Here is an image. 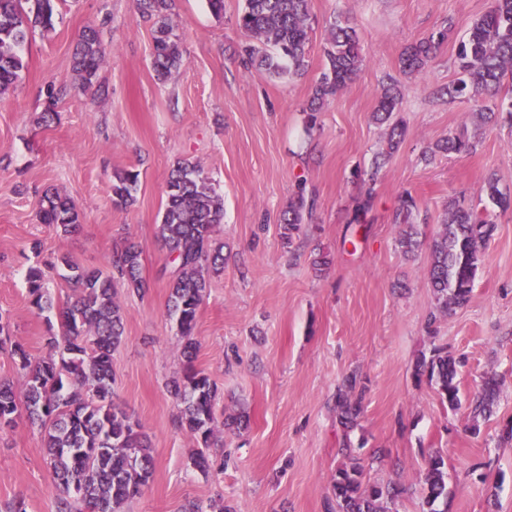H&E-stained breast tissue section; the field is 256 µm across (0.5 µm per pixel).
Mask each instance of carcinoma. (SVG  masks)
<instances>
[{
    "label": "carcinoma",
    "instance_id": "cac0c4a2",
    "mask_svg": "<svg viewBox=\"0 0 512 512\" xmlns=\"http://www.w3.org/2000/svg\"><path fill=\"white\" fill-rule=\"evenodd\" d=\"M56 0H0V98L17 83L24 69L23 48L30 30L54 28ZM309 0H245L237 25L247 37L243 52L252 65L281 78L305 67L308 57ZM139 15L154 21L152 67L161 81L170 79L182 66L174 0H136ZM447 38L442 30L406 48L401 64L408 72L421 71ZM105 49L98 33L84 29L73 53V69L80 85L93 84ZM326 64L308 104L307 123L314 126L321 106L352 81L362 66L359 38L349 25L331 30L325 50ZM459 77L448 86L452 97L475 96L497 87L512 74V0H491L488 10L470 27L458 50ZM401 92L383 90L374 118L389 124L388 150L399 147L404 130L393 121ZM473 145L461 136L440 140L430 155L469 153ZM139 173L122 170L112 180V204L125 209L136 199ZM486 194L497 206H512V196L502 192L494 178L486 181ZM313 207L300 192L293 197L279 225L287 246L293 243ZM39 221L64 233L76 231L81 214L76 201L58 191L45 194ZM224 202L198 166L179 163L166 184V202L158 235L170 254L168 314L182 339L186 367L169 383L179 404V423L200 439L202 448L192 456L195 467H210L207 450L215 437L217 390L209 377L194 366L198 343L193 333L209 278L224 269V245L215 238L223 223ZM495 224L460 205L448 207L446 218L430 247L429 280L437 310L469 300L478 270L479 247L489 241ZM404 254L416 255L420 246L417 225L409 224L399 238ZM142 253L139 243L128 241L112 253L116 275L105 276L61 258L67 269L63 278L73 296L57 310L61 335L51 336L49 353L35 359L19 341L1 337L0 355L7 356L24 372L27 390L19 404L12 384L0 379V425L11 426L21 415L46 427L43 446L57 492V512H124L125 505L148 488L155 464L147 436L139 421L112 405V353L123 335L124 312L117 288L143 289ZM57 266L50 263L28 269L26 281L31 304L42 313L53 308L46 284ZM435 384L442 400L455 409L461 402L456 362L442 349L417 367ZM359 380L347 379L346 393H338L340 424L353 427L362 413V396H353ZM496 383L484 381L472 407L473 434L480 433L478 417L491 412ZM362 466L354 461L336 470L332 480L336 512H385L383 503L393 500L398 489L363 483ZM447 464L440 454L430 457L424 477L425 512H444L438 503L448 499Z\"/></svg>",
    "mask_w": 512,
    "mask_h": 512
}]
</instances>
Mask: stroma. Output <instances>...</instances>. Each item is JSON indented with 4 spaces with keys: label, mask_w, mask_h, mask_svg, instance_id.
<instances>
[{
    "label": "stroma",
    "mask_w": 512,
    "mask_h": 512,
    "mask_svg": "<svg viewBox=\"0 0 512 512\" xmlns=\"http://www.w3.org/2000/svg\"><path fill=\"white\" fill-rule=\"evenodd\" d=\"M244 0H175L183 65L158 81L154 28L136 0H58L52 30L30 34L25 68L0 98V320L34 357L59 335L54 312L36 313L25 274L65 255L109 271L126 240L143 250V293L119 289L123 336L112 355V402L139 420L155 471L125 512H179L187 501H216L236 512H326L331 477L349 457L364 479L399 489L388 512H422L430 455L448 465V512H512V208L494 206L484 184L512 194V126L487 113L512 102V75L499 88L450 98L457 50L490 0H310L304 71L283 78L245 66L237 16ZM356 29L363 64L324 104L314 127L306 106L336 24ZM96 27L105 57L90 88L73 69V47ZM448 37L419 72L406 47L438 29ZM401 90L396 114L406 134L396 152L372 117L384 88ZM70 93L50 104L49 93ZM54 108L53 124L39 118ZM474 145L467 155L423 153L445 136ZM197 165L224 201L215 235L224 270L200 307L195 365L217 388V418L247 413L246 429L217 433L210 454L222 470L190 463L196 438L178 422L167 382L183 370L181 340L168 315V251L157 226L166 180L180 161ZM140 173L135 203L112 205L114 172ZM74 197L82 228L65 235L39 223L46 192ZM312 198L301 232L284 245L279 224L297 191ZM372 193L365 223L357 198ZM415 197L421 246L406 257L393 221L404 193ZM456 202L489 216L494 237L480 250L468 302L437 312L428 279L430 244ZM327 264L316 268L315 259ZM442 347L457 361L462 406L450 409L416 365ZM357 374L363 412L353 429L336 418V394ZM499 382L492 415L470 432L466 405L485 377ZM27 419L0 429V505L55 512L42 446ZM352 456H345L343 446Z\"/></svg>",
    "instance_id": "stroma-1"
}]
</instances>
